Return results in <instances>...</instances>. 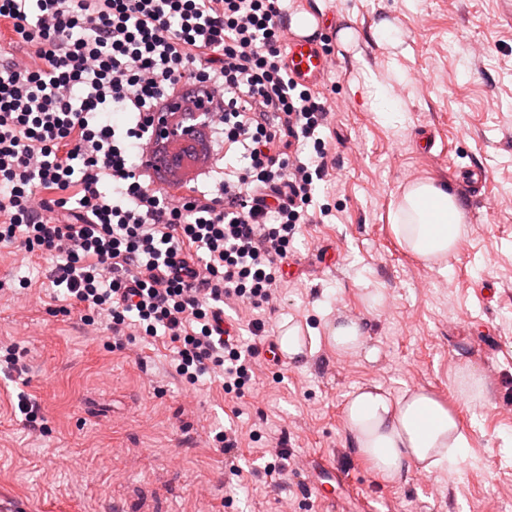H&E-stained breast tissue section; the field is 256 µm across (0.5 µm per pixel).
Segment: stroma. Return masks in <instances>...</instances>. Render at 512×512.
<instances>
[{
    "instance_id": "1",
    "label": "stroma",
    "mask_w": 512,
    "mask_h": 512,
    "mask_svg": "<svg viewBox=\"0 0 512 512\" xmlns=\"http://www.w3.org/2000/svg\"><path fill=\"white\" fill-rule=\"evenodd\" d=\"M318 19L319 50L335 73L316 87L334 113L323 139L328 171L311 206L329 214L301 225L271 335L300 326L306 356L258 357L255 392L236 397L202 377L171 374L167 337L112 347L104 325L52 316L45 278L55 259L0 246V279L28 280L26 298L0 297V343L25 349L24 377L0 373V512H326L307 482L336 473L340 512H512V0H287ZM391 21L394 42L376 40ZM358 34L343 46L340 29ZM381 80L394 114L376 112ZM487 175L482 199L462 182ZM448 183L470 232L447 264L425 267L387 219L402 186ZM381 293L380 307L369 296ZM364 323L365 354L336 353L337 317ZM469 365L487 390L469 403L452 373ZM378 385L392 395L423 387L451 406L468 439L462 458L400 481L379 476L344 427L345 403ZM47 419L24 428L19 393ZM239 436L230 477L212 438ZM286 473H264L269 448Z\"/></svg>"
}]
</instances>
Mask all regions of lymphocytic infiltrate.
<instances>
[{
	"label": "lymphocytic infiltrate",
	"mask_w": 512,
	"mask_h": 512,
	"mask_svg": "<svg viewBox=\"0 0 512 512\" xmlns=\"http://www.w3.org/2000/svg\"><path fill=\"white\" fill-rule=\"evenodd\" d=\"M2 19L26 50L0 54V245L56 253L61 314L106 319L113 348L161 332L179 378L250 391L260 350L221 315L277 298L328 168L331 112L288 72L282 0H0ZM179 94L242 159L189 198L144 162L149 113Z\"/></svg>",
	"instance_id": "obj_1"
}]
</instances>
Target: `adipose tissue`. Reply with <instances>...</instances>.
<instances>
[{
	"label": "adipose tissue",
	"instance_id": "ef3b65f1",
	"mask_svg": "<svg viewBox=\"0 0 512 512\" xmlns=\"http://www.w3.org/2000/svg\"><path fill=\"white\" fill-rule=\"evenodd\" d=\"M389 222L399 244L429 266L447 263L469 232L459 196L428 179L402 189ZM344 424L356 452L391 482L405 466L429 471L455 461L468 446L456 414L418 387L397 396L379 386L360 389L346 401Z\"/></svg>",
	"mask_w": 512,
	"mask_h": 512
}]
</instances>
